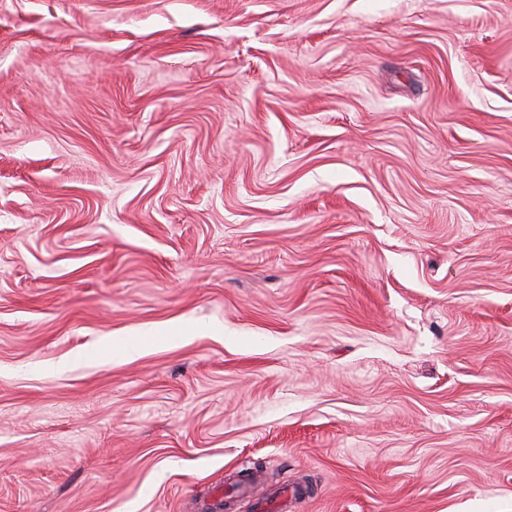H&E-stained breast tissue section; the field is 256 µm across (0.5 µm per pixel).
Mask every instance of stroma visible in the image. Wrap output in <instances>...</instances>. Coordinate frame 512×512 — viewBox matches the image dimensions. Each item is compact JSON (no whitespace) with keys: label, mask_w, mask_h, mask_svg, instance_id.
I'll return each mask as SVG.
<instances>
[{"label":"stroma","mask_w":512,"mask_h":512,"mask_svg":"<svg viewBox=\"0 0 512 512\" xmlns=\"http://www.w3.org/2000/svg\"><path fill=\"white\" fill-rule=\"evenodd\" d=\"M246 471L512 512V0H0V512Z\"/></svg>","instance_id":"1"}]
</instances>
